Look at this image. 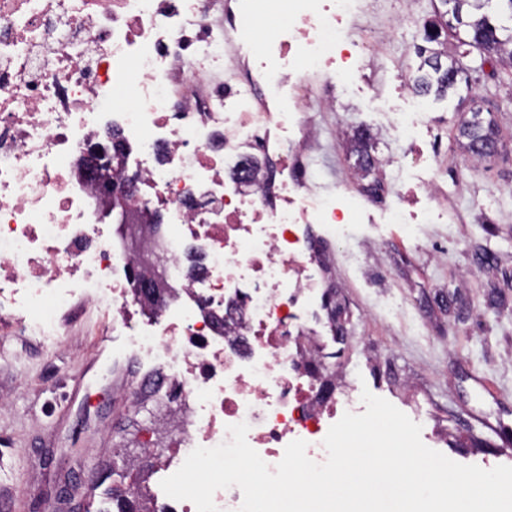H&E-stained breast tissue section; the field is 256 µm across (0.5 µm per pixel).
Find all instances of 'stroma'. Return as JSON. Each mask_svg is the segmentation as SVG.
<instances>
[{"mask_svg":"<svg viewBox=\"0 0 512 512\" xmlns=\"http://www.w3.org/2000/svg\"><path fill=\"white\" fill-rule=\"evenodd\" d=\"M356 27L379 41L346 83L327 75L334 109L305 113L321 132L311 180L360 202L339 234L318 224V255L341 343L330 378L365 383L426 432L451 460L512 466V70L466 62L468 81L448 98L408 90L423 20L438 0H363ZM415 112V141L391 122ZM480 113L493 123L497 156L477 159L459 128ZM366 139L376 167L363 173L351 144ZM431 209L437 223L406 227ZM105 304L79 321L59 315L55 336H18L0 326V512H99L113 488L129 489L144 437L170 429L161 407L135 403L149 360L127 358L104 380L99 349L120 352Z\"/></svg>","mask_w":512,"mask_h":512,"instance_id":"1","label":"stroma"}]
</instances>
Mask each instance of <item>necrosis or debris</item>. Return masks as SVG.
<instances>
[{
	"label": "necrosis or debris",
	"mask_w": 512,
	"mask_h": 512,
	"mask_svg": "<svg viewBox=\"0 0 512 512\" xmlns=\"http://www.w3.org/2000/svg\"><path fill=\"white\" fill-rule=\"evenodd\" d=\"M360 0H0V319L22 336H53L74 300L107 303L127 323L141 271L98 210L103 179L78 157L120 133L133 203L161 212L143 249L169 286L153 327L127 352L158 369L138 404L162 402L183 431L166 464L196 447L247 441L268 466L323 439L359 394L325 384L330 358L323 268L301 224H348L343 194L317 196L303 158L315 129L288 134L316 90L310 73L374 52L346 24ZM270 17L255 43L245 27Z\"/></svg>",
	"instance_id": "necrosis-or-debris-1"
}]
</instances>
